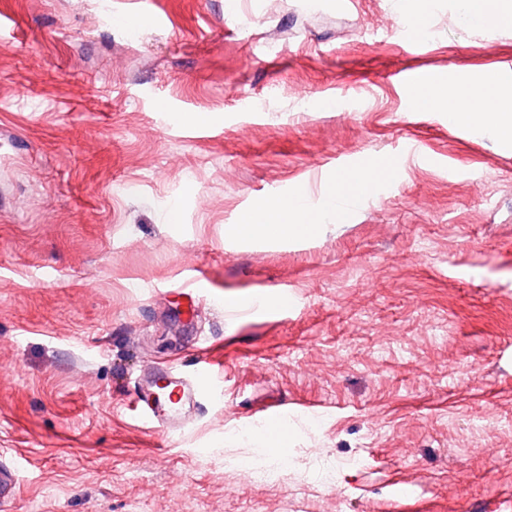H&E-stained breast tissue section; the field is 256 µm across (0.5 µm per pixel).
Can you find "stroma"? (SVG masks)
Returning <instances> with one entry per match:
<instances>
[{"instance_id": "obj_1", "label": "stroma", "mask_w": 512, "mask_h": 512, "mask_svg": "<svg viewBox=\"0 0 512 512\" xmlns=\"http://www.w3.org/2000/svg\"><path fill=\"white\" fill-rule=\"evenodd\" d=\"M399 23L392 0H0V461L27 458L0 512H512V144L396 80L500 74L512 26L432 0L412 54ZM406 140L350 220L231 235ZM200 356L202 410L148 432L140 371ZM283 406L282 452L253 423ZM241 456L297 463L260 484Z\"/></svg>"}]
</instances>
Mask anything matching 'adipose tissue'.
Returning <instances> with one entry per match:
<instances>
[{
    "mask_svg": "<svg viewBox=\"0 0 512 512\" xmlns=\"http://www.w3.org/2000/svg\"><path fill=\"white\" fill-rule=\"evenodd\" d=\"M413 107L424 112H447L449 124L455 126L483 123L498 142H512L511 76L444 78L420 88ZM321 228V217H310L304 198L296 196L258 203L253 217L232 225L231 231L242 240H273L313 236Z\"/></svg>",
    "mask_w": 512,
    "mask_h": 512,
    "instance_id": "ef3b65f1",
    "label": "adipose tissue"
}]
</instances>
